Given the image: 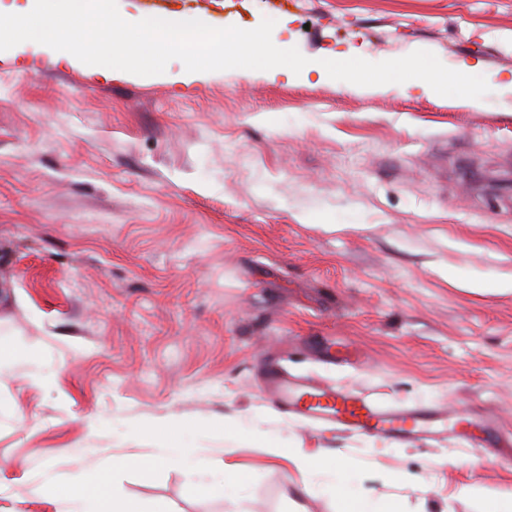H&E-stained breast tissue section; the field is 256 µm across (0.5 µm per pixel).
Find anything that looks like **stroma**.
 Here are the masks:
<instances>
[{
	"mask_svg": "<svg viewBox=\"0 0 512 512\" xmlns=\"http://www.w3.org/2000/svg\"><path fill=\"white\" fill-rule=\"evenodd\" d=\"M114 6L283 18L279 52L358 55L386 85L230 68L180 90L37 46L22 71L0 48V512H58L43 486L101 482L141 512H336L331 476L303 493L275 444L350 458L404 512H479L473 481L512 494V292L490 290L512 282V96L403 90L463 58L473 82L512 76V0ZM269 353L391 407L492 416L497 438L310 426L262 393ZM186 437L191 469L161 448Z\"/></svg>",
	"mask_w": 512,
	"mask_h": 512,
	"instance_id": "1",
	"label": "stroma"
}]
</instances>
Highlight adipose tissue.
Here are the masks:
<instances>
[{"label":"adipose tissue","instance_id":"1","mask_svg":"<svg viewBox=\"0 0 512 512\" xmlns=\"http://www.w3.org/2000/svg\"><path fill=\"white\" fill-rule=\"evenodd\" d=\"M9 43L52 47L55 63L86 67L103 80L135 77L150 71L174 86L190 88L196 82L241 67L274 82L335 78L347 62L344 54L327 53L300 62L288 56L271 57L266 49V31L258 27L216 28L206 17L172 11L157 15H116L112 0H0V31ZM91 35V43L80 35ZM177 67H170V60ZM479 67L467 60L452 69L434 70L411 88L425 96L443 93L448 84L467 85ZM352 464L339 460L333 474L338 512H400L388 500H374L361 493L351 481ZM70 512H133L118 496L104 487H77L54 494Z\"/></svg>","mask_w":512,"mask_h":512}]
</instances>
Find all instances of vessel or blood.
<instances>
[{
    "instance_id": "b4317fda",
    "label": "vessel or blood",
    "mask_w": 512,
    "mask_h": 512,
    "mask_svg": "<svg viewBox=\"0 0 512 512\" xmlns=\"http://www.w3.org/2000/svg\"><path fill=\"white\" fill-rule=\"evenodd\" d=\"M265 382L277 391L286 412L313 421L332 420L351 433L384 431L398 438H412L429 431L438 421L432 412L386 409L360 394L292 382L271 366L265 370Z\"/></svg>"
}]
</instances>
